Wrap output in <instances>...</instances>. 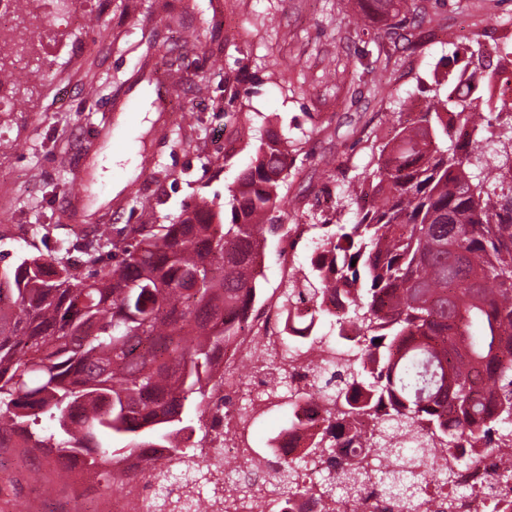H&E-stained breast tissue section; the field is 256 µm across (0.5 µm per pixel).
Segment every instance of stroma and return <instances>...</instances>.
Instances as JSON below:
<instances>
[{"mask_svg": "<svg viewBox=\"0 0 512 512\" xmlns=\"http://www.w3.org/2000/svg\"><path fill=\"white\" fill-rule=\"evenodd\" d=\"M425 20L393 28L359 0H83L38 43L44 75L0 112V257L60 256L76 227L168 224L199 197L226 198L274 127L294 143L282 208L299 242L268 238L264 297L288 286L369 168L401 104L446 84L472 51L497 48L512 0H414ZM123 159L93 173L106 147ZM44 458L0 448V512H67L45 493Z\"/></svg>", "mask_w": 512, "mask_h": 512, "instance_id": "obj_1", "label": "stroma"}]
</instances>
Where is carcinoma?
I'll return each instance as SVG.
<instances>
[{"instance_id": "cac0c4a2", "label": "carcinoma", "mask_w": 512, "mask_h": 512, "mask_svg": "<svg viewBox=\"0 0 512 512\" xmlns=\"http://www.w3.org/2000/svg\"><path fill=\"white\" fill-rule=\"evenodd\" d=\"M399 26L408 0H362ZM16 41L0 40V84L22 101L27 79L14 73ZM493 127L470 91L434 90L415 115L397 113L375 167L342 195L352 224H331L309 266L283 291L282 335L295 333L296 304L308 301L309 364L327 420L361 426L379 459L326 474L317 493L360 496L377 482L415 512L422 479L408 467L452 451L462 466L475 448L500 454L499 480H512V181L461 144ZM293 143L275 130L228 189V205L201 198L170 224H127L103 262L100 238L84 241L81 273L69 257L29 253L0 267V448L52 460L73 478L80 458L98 479L135 476L134 454L163 448L153 465L155 506L206 512L198 488L213 484L243 501L266 493L286 503L310 485L302 462L282 459L258 483L259 462L221 481L223 461L185 446V432L210 410V383L224 340L260 290L266 235L282 228L279 188ZM324 316L332 341L348 344L336 362L315 348ZM267 410L302 399L290 360L275 367ZM52 427H39L41 419ZM332 430L307 453H334ZM192 484L170 497L177 482Z\"/></svg>"}]
</instances>
